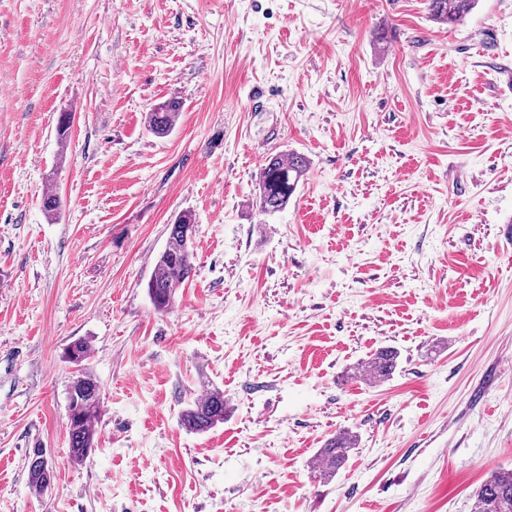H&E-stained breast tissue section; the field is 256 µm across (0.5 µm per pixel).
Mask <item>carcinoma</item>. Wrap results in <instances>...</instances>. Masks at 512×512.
<instances>
[{"label":"carcinoma","instance_id":"obj_1","mask_svg":"<svg viewBox=\"0 0 512 512\" xmlns=\"http://www.w3.org/2000/svg\"><path fill=\"white\" fill-rule=\"evenodd\" d=\"M429 17L448 25L463 21L477 5V0H426ZM182 110L176 98L154 104L145 115V123L156 135H165L173 130ZM307 159L296 153L274 154L264 159L261 166L255 205L264 216H272L286 208L295 193L299 181L306 174ZM195 217L189 212L181 213L169 227V234L160 253L147 291L152 305L158 311L171 307L174 295L193 270L191 237ZM90 345L84 339L71 342L64 356L75 367L68 384L67 417L69 436V458L83 464L94 446L96 424L102 413L100 385L84 367L89 358ZM399 352L393 347H380L367 359L351 368V377L372 383L376 379L389 378L398 366ZM226 402L224 393L209 390L189 405L181 414V423L194 433L206 432L224 423ZM358 445V439L348 431H340L327 439L319 449L317 465L323 476L335 474L346 464ZM29 488L39 495L51 484L52 470L48 466L43 450L36 448L28 459ZM475 512H512V470L491 476L475 492Z\"/></svg>","mask_w":512,"mask_h":512}]
</instances>
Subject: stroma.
<instances>
[{"instance_id": "stroma-1", "label": "stroma", "mask_w": 512, "mask_h": 512, "mask_svg": "<svg viewBox=\"0 0 512 512\" xmlns=\"http://www.w3.org/2000/svg\"><path fill=\"white\" fill-rule=\"evenodd\" d=\"M168 98L159 137L144 117ZM293 152L309 170L264 218L261 164ZM185 210L194 270L160 313L147 283ZM77 338L103 401L79 465ZM382 346L390 378H347ZM207 387L224 422L188 432ZM342 430L358 449L321 479ZM499 469L512 0L453 27L425 0H0V512H474ZM182 110L181 102L176 98L166 99L154 104L145 115V123L156 135H165L173 130ZM28 471L30 491L40 495L50 486L53 478L52 468L50 470L42 449L33 450V456L28 459Z\"/></svg>"}]
</instances>
